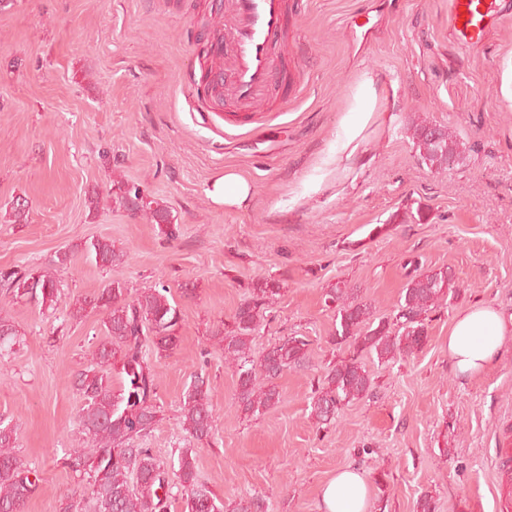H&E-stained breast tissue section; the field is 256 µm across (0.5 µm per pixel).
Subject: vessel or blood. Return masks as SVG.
Masks as SVG:
<instances>
[{
    "instance_id": "1",
    "label": "vessel or blood",
    "mask_w": 512,
    "mask_h": 512,
    "mask_svg": "<svg viewBox=\"0 0 512 512\" xmlns=\"http://www.w3.org/2000/svg\"><path fill=\"white\" fill-rule=\"evenodd\" d=\"M232 19L224 53L227 70L208 75V85L216 94H227L240 121H249L267 98L271 85L283 80L276 64L286 48L289 25L288 0H230ZM500 0H448L452 34L457 43L475 47L483 43L501 18ZM493 474L497 512H512V439L502 438L495 450Z\"/></svg>"
}]
</instances>
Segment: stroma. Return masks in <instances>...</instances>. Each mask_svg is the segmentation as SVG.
Instances as JSON below:
<instances>
[{"mask_svg": "<svg viewBox=\"0 0 512 512\" xmlns=\"http://www.w3.org/2000/svg\"><path fill=\"white\" fill-rule=\"evenodd\" d=\"M225 2L0 0V269L72 254L58 273L56 310L0 297V315L22 332L0 357V416L17 424L20 457L39 474L24 512H59L65 496L82 497L62 458L82 443L73 376L104 328L98 314L70 318L69 303L113 281L133 295L159 281L170 287L180 342L158 363L163 418L146 445L163 460L184 446L182 395L206 371L217 428L193 452L219 498L321 512L324 482L354 466L372 485L367 512H416L424 494L436 512H496L489 455L497 436L512 434V338L491 369L463 380L448 330L477 302L512 312V100L502 93L512 0L473 48L453 38L448 0H289L282 66L300 75L303 92L246 124L227 102L182 93L187 74L224 64L215 46ZM360 12L366 39L347 25ZM364 75L381 92L376 112L358 151L326 166ZM423 121L460 143L447 172L419 157L412 127ZM228 167L251 182L244 207L207 194ZM120 181L169 210L178 237L165 239L115 202ZM21 201L29 211L18 223ZM415 206L423 223H394ZM378 224L391 232L369 238ZM94 238L123 251L122 262L103 269L87 260L81 247ZM418 269L448 270L457 287L429 313L427 345L390 364L362 354L371 392L318 427L312 386L352 353L333 340L326 291L345 282L373 320H387ZM267 277L283 290L253 352L296 333L309 340V366L283 373L280 403L246 418L234 405L237 376L209 331Z\"/></svg>", "mask_w": 512, "mask_h": 512, "instance_id": "obj_1", "label": "stroma"}]
</instances>
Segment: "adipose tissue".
Returning <instances> with one entry per match:
<instances>
[{
  "instance_id": "adipose-tissue-1",
  "label": "adipose tissue",
  "mask_w": 512,
  "mask_h": 512,
  "mask_svg": "<svg viewBox=\"0 0 512 512\" xmlns=\"http://www.w3.org/2000/svg\"><path fill=\"white\" fill-rule=\"evenodd\" d=\"M378 91L372 77L362 76L349 101L345 122L337 136V158H350L360 146V135L371 120ZM213 202L229 207L248 204L251 184L241 173L228 169L208 191ZM512 335V314L484 303L460 311L448 331V356L463 379L479 375L497 363L505 336ZM368 486L354 467L336 472L322 487V512H366Z\"/></svg>"
}]
</instances>
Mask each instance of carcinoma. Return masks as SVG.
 <instances>
[{"mask_svg":"<svg viewBox=\"0 0 512 512\" xmlns=\"http://www.w3.org/2000/svg\"><path fill=\"white\" fill-rule=\"evenodd\" d=\"M412 138L422 162L437 171H448L459 155V143L446 126L438 138L431 139L426 125L416 124ZM117 200L144 213L159 233L175 237L168 211L140 190H122ZM82 251L101 268L121 260L112 243L100 238L85 242ZM0 287L11 301H24L42 311L55 309L61 299L60 281L40 267L0 269ZM281 291L275 279L251 283L249 296L232 322L211 331L224 346V363L238 375L235 405L246 417L277 405L281 393L276 379L308 364V340L297 334L283 337L257 358L253 355L254 334ZM455 291L450 277L421 272L407 283L393 318L375 323L370 307L356 301L352 289L338 282L326 293L339 321L335 340L358 354L374 353L381 363L408 356L428 342V312ZM168 293L169 286L159 281L131 297L122 283L114 281L93 295L73 299L70 317L78 320L90 313L102 314L104 336L90 347L91 362L74 380L83 400L78 428L93 451L69 448L64 453L65 464L85 481L88 512H170L176 493L185 500L186 512H262L258 498L228 505L220 501L199 481L192 449H178L177 461L168 463L143 447L162 412L158 372L150 355L167 357L180 340V309ZM18 343L16 325L0 316V355ZM114 377L121 380L117 391L112 389ZM371 385L367 370L355 356L332 366L313 391L312 415L322 425L331 423L342 407L367 395ZM211 392L209 375L199 372L180 403L182 429L198 444H210L215 436ZM16 448L17 426L0 418V512H23L37 487V471L21 460Z\"/></svg>","mask_w":512,"mask_h":512,"instance_id":"obj_1","label":"carcinoma"}]
</instances>
